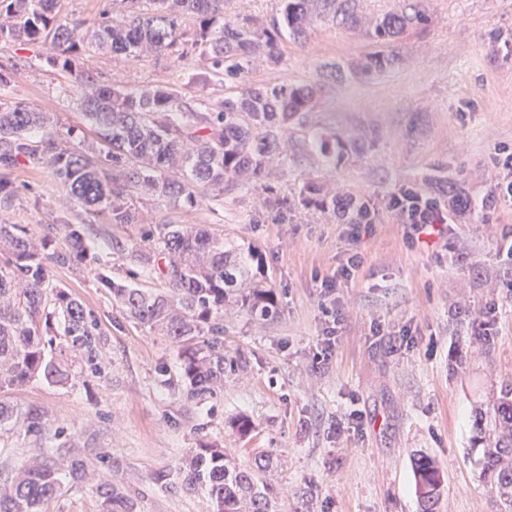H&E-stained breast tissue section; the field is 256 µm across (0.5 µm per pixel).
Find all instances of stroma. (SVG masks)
Returning <instances> with one entry per match:
<instances>
[{"instance_id": "obj_1", "label": "stroma", "mask_w": 512, "mask_h": 512, "mask_svg": "<svg viewBox=\"0 0 512 512\" xmlns=\"http://www.w3.org/2000/svg\"><path fill=\"white\" fill-rule=\"evenodd\" d=\"M429 21L408 28L391 68L334 77L325 62L350 68L370 50L364 27L317 26L305 43L283 39L286 63L256 68L253 81L322 87L307 123L288 131V163L274 175L288 198V221L260 222L261 193L206 188L198 205L172 207L165 199L136 200L138 220L111 223L67 201L51 171L20 162L8 172L11 204L0 206V224H25L31 232L64 244V227L82 224L94 263L55 268L51 278L98 317L107 335L98 374L68 385L33 379L0 392V398L35 405L58 440L35 443L19 430L0 434V468L59 443L82 458H106L118 480L140 492L142 512H211L201 491L167 494L153 473L176 469L203 443L227 451L240 467L262 454L278 457L266 479L278 491L275 512H292L293 496L317 487L313 512H419L412 462L426 454L444 472L437 512H501L471 451L474 405L512 381V266L499 257L502 232L512 230V202L486 213L482 201L495 172L490 157L512 148V0H427ZM48 45L0 40V66L10 79L0 101L21 102L50 113L71 142L90 136L80 87L47 58ZM79 71L107 80L120 74L132 85L179 84L189 102L224 95V79L197 59L167 54L141 60L105 57L84 49ZM376 140L366 152L364 131ZM346 144L341 161L328 164L312 150L318 137ZM459 182L472 206L452 213L448 240L429 250L410 248L384 206L403 185L430 193L436 178ZM343 188L379 208V222L360 245L359 276L335 290L342 317L328 358H318L327 319L323 277L339 267L349 242L340 217L300 206L304 182ZM204 228L229 247L257 248L277 314L266 321L224 318V354L243 363L224 374V395L195 401L170 390L160 367L176 377L178 350L129 318L97 282L115 281L165 290L160 272L131 278L126 248H155L157 227ZM122 250H114L113 242ZM496 295L497 332L490 353L469 346L458 308L478 312ZM245 418L248 433L233 422Z\"/></svg>"}]
</instances>
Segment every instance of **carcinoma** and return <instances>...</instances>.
<instances>
[{
    "label": "carcinoma",
    "instance_id": "1",
    "mask_svg": "<svg viewBox=\"0 0 512 512\" xmlns=\"http://www.w3.org/2000/svg\"><path fill=\"white\" fill-rule=\"evenodd\" d=\"M59 0H0V38L50 46L48 63L71 74L84 48L131 60L169 54L199 59L241 89L213 102L192 106L176 85L131 87L122 81L80 76L81 101L94 137L76 148L59 134L50 115L22 103L0 104V170L21 159L48 166L67 199L88 212L106 211L113 224L136 222L134 198L164 197L178 207L198 202L200 189L238 186L261 190L268 205L281 204L271 182L274 168L288 161V128L306 124L320 88L269 86L248 81L254 66L285 64L280 41H305L318 23L353 27L361 23L358 0H278L270 18L224 16V0H112L93 28L58 17ZM428 22L424 0H400L399 7L370 23L367 35L376 50L360 70H383L398 62L394 43L408 28ZM306 209L338 213L350 223L362 206L352 197L316 182L303 185ZM68 248L61 251L21 224H0V391L33 378L66 385L88 370L101 371L104 333L95 314L63 288L52 285L56 267L85 264L82 224L67 225ZM156 243L167 258V288L156 292L98 280L129 317L167 337L181 350V392L189 399H217L224 392V311L235 309L253 320L275 310L260 254L225 248L224 240L203 229L188 231L162 224ZM495 300L469 314L472 339L491 348ZM473 450L491 489L512 512V383L496 401L474 408ZM19 426L42 438L49 431L45 412L0 399V431ZM265 454L254 467H238L211 445L191 454L189 463L158 471L151 483L164 493L200 488L212 512H274L276 489L261 475L273 467ZM89 464L61 453L38 454L0 469V512H42L60 494L61 477L79 480ZM420 512H436L441 470L428 455L414 461ZM100 512H141L139 493L101 474L92 487Z\"/></svg>",
    "mask_w": 512,
    "mask_h": 512
}]
</instances>
